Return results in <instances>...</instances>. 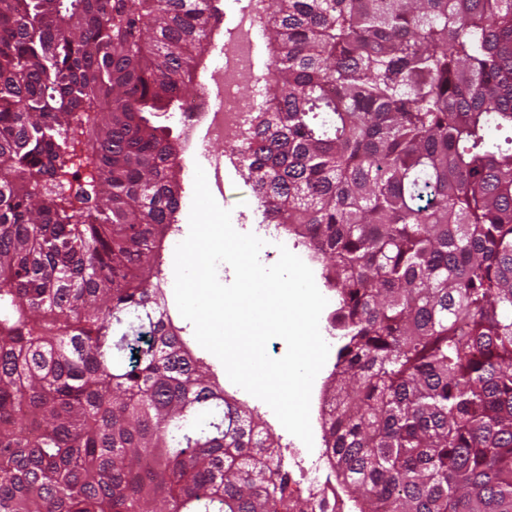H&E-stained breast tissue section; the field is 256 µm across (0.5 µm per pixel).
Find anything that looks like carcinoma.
<instances>
[{
  "label": "carcinoma",
  "instance_id": "1",
  "mask_svg": "<svg viewBox=\"0 0 512 512\" xmlns=\"http://www.w3.org/2000/svg\"><path fill=\"white\" fill-rule=\"evenodd\" d=\"M235 145L339 300L347 512H512V0H265ZM220 0H0V512H302L166 306Z\"/></svg>",
  "mask_w": 512,
  "mask_h": 512
}]
</instances>
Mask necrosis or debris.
Returning <instances> with one entry per match:
<instances>
[{"label":"necrosis or debris","mask_w":512,"mask_h":512,"mask_svg":"<svg viewBox=\"0 0 512 512\" xmlns=\"http://www.w3.org/2000/svg\"><path fill=\"white\" fill-rule=\"evenodd\" d=\"M264 7V0H243L209 71V86L203 98L189 100L179 117L187 132L185 151L200 159H210L217 172L223 162L211 160L212 146L221 143L230 148L249 135L253 115L264 104L263 84H256L246 98L238 89L240 74L252 68L254 48L264 41ZM290 454L298 471L295 496L316 492L325 500H333V483L325 477L319 456L298 448L291 449Z\"/></svg>","instance_id":"obj_1"}]
</instances>
